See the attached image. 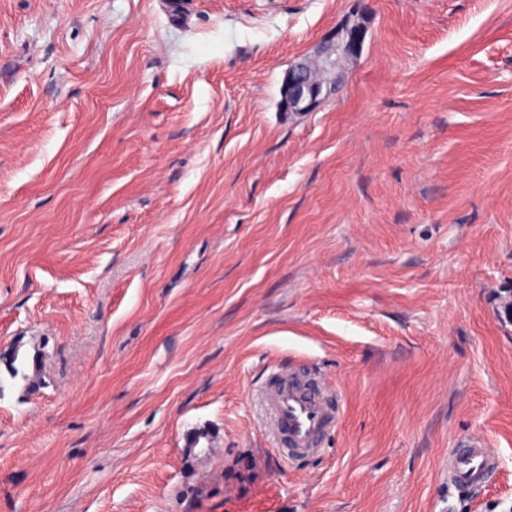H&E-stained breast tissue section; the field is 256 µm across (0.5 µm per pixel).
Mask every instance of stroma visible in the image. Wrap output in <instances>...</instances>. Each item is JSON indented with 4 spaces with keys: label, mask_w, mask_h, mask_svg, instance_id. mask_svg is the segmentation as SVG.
Masks as SVG:
<instances>
[{
    "label": "stroma",
    "mask_w": 512,
    "mask_h": 512,
    "mask_svg": "<svg viewBox=\"0 0 512 512\" xmlns=\"http://www.w3.org/2000/svg\"><path fill=\"white\" fill-rule=\"evenodd\" d=\"M509 305L512 0H0V351L44 381L0 392V512H512ZM274 366L336 402L313 456ZM362 30L358 23H342L317 45L313 55L291 63L281 86L282 104L288 112H313L328 98L331 88L324 91L320 77L335 74L360 54L361 44H355L351 35ZM299 59L303 61L296 62ZM314 384L317 391L306 392L294 378L275 367L264 393L267 427L279 440L278 449L288 460L318 453V438L336 419L326 391ZM496 468L495 457L479 437H471L448 456V475L459 488L481 486Z\"/></svg>",
    "instance_id": "obj_1"
}]
</instances>
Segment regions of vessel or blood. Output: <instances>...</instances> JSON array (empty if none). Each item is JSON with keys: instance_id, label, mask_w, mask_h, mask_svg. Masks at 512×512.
Wrapping results in <instances>:
<instances>
[{"instance_id": "obj_1", "label": "vessel or blood", "mask_w": 512, "mask_h": 512, "mask_svg": "<svg viewBox=\"0 0 512 512\" xmlns=\"http://www.w3.org/2000/svg\"><path fill=\"white\" fill-rule=\"evenodd\" d=\"M266 424L290 460L318 453V439L335 421L336 412L324 389L308 392L282 369H275L264 393ZM496 460L482 439L472 437L448 456V475L459 488L486 483Z\"/></svg>"}]
</instances>
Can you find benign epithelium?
<instances>
[{
  "label": "benign epithelium",
  "instance_id": "benign-epithelium-1",
  "mask_svg": "<svg viewBox=\"0 0 512 512\" xmlns=\"http://www.w3.org/2000/svg\"><path fill=\"white\" fill-rule=\"evenodd\" d=\"M362 30L358 23H342L317 45L313 55L291 63L281 86L282 104L287 111L313 112L327 99L331 90L324 89L320 78L338 72L360 54L352 33Z\"/></svg>",
  "mask_w": 512,
  "mask_h": 512
}]
</instances>
